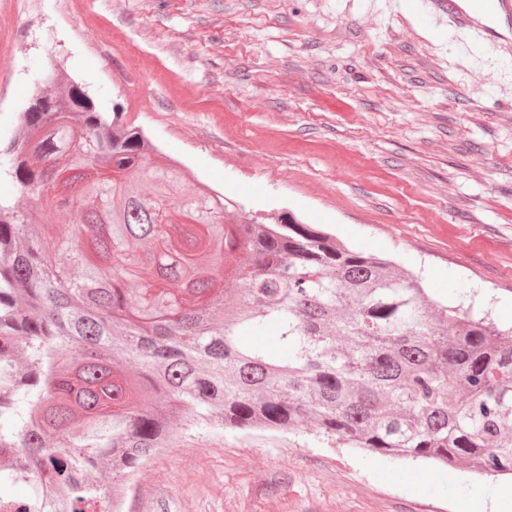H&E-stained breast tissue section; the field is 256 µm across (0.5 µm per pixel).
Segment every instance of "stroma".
<instances>
[{
  "mask_svg": "<svg viewBox=\"0 0 512 512\" xmlns=\"http://www.w3.org/2000/svg\"><path fill=\"white\" fill-rule=\"evenodd\" d=\"M404 3L0 0V141L55 57L252 217L292 212L511 323L512 56ZM498 486L305 428H196L141 466L125 510L455 512Z\"/></svg>",
  "mask_w": 512,
  "mask_h": 512,
  "instance_id": "stroma-1",
  "label": "stroma"
}]
</instances>
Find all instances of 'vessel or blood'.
<instances>
[{
    "instance_id": "1",
    "label": "vessel or blood",
    "mask_w": 512,
    "mask_h": 512,
    "mask_svg": "<svg viewBox=\"0 0 512 512\" xmlns=\"http://www.w3.org/2000/svg\"><path fill=\"white\" fill-rule=\"evenodd\" d=\"M450 24L468 30L494 49L512 51V0H429Z\"/></svg>"
}]
</instances>
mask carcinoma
<instances>
[{
    "mask_svg": "<svg viewBox=\"0 0 512 512\" xmlns=\"http://www.w3.org/2000/svg\"><path fill=\"white\" fill-rule=\"evenodd\" d=\"M152 152L50 64L0 152L31 204L0 202L1 506L113 512L216 422L512 476V326L290 214L226 219ZM45 203L70 226L50 244Z\"/></svg>",
    "mask_w": 512,
    "mask_h": 512,
    "instance_id": "cac0c4a2",
    "label": "carcinoma"
}]
</instances>
